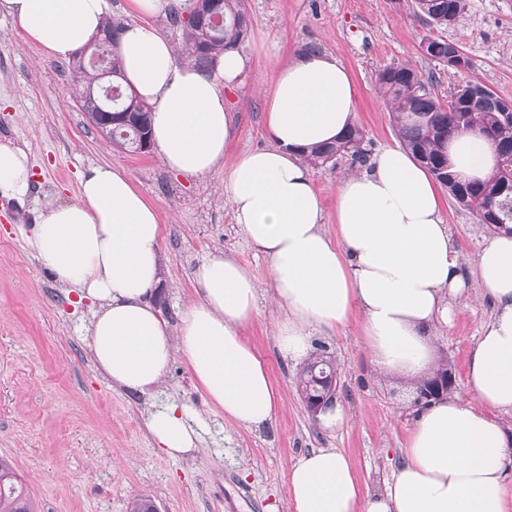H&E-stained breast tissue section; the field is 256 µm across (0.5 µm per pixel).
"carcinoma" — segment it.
<instances>
[{
    "label": "carcinoma",
    "mask_w": 512,
    "mask_h": 512,
    "mask_svg": "<svg viewBox=\"0 0 512 512\" xmlns=\"http://www.w3.org/2000/svg\"><path fill=\"white\" fill-rule=\"evenodd\" d=\"M419 11L436 25L448 28L457 23L458 0H423ZM224 27L220 32L205 34L192 23L173 15L172 23L181 30V57L199 67L209 66L227 49L239 48L246 24L243 0H223ZM377 83L388 97L392 121L402 144L429 169L449 193L448 162L445 146L455 132L470 121L482 125L491 135L498 151V166L484 182H473L462 191L466 202L462 208L471 211L479 223L494 232L512 224V210L499 207L504 197L501 189L512 185V118L485 101L469 100L457 109L440 103L430 89L432 79H424L407 64L388 66L377 74ZM364 133L352 126L334 145L312 149L306 161L323 167L346 154L360 162L366 156L362 147ZM0 512H38L35 499L21 481L11 463L0 459Z\"/></svg>",
    "instance_id": "1"
}]
</instances>
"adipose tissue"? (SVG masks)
I'll return each instance as SVG.
<instances>
[{"instance_id": "ef3b65f1", "label": "adipose tissue", "mask_w": 512, "mask_h": 512, "mask_svg": "<svg viewBox=\"0 0 512 512\" xmlns=\"http://www.w3.org/2000/svg\"><path fill=\"white\" fill-rule=\"evenodd\" d=\"M192 0H130L134 21L119 32L127 81L151 103L152 136L168 170L200 179L223 164L232 134L226 91L251 64L224 52L208 71L176 57L156 17L187 12ZM108 0H0L26 41L58 62L71 61L102 29ZM354 80L333 54L310 51L280 63L264 95L267 147L237 156L224 193L255 255L269 267L279 352L300 362L317 334H336L353 310L364 317L372 363L419 383L433 372L434 341L467 298L470 279L494 302L473 345L467 376L474 402L450 394L420 411L403 458L381 492H362L337 448L294 462L288 485L294 512H512V235L488 238L463 270L442 211L440 187L412 153L388 146L368 166L341 178L327 217L304 156L337 140L352 124ZM494 146L461 131L448 143V170L488 178ZM30 163L0 145V195L24 199ZM335 222V233L325 229ZM30 253L67 294L91 300L92 360L114 387L152 395L174 356H182L205 401L245 428L271 423L278 399L264 358L240 334L258 310L253 275L221 252L205 255L194 280L199 299L169 327L149 301L162 279L163 229L154 205L118 167L82 173L76 201L49 206L18 227ZM147 426L172 458L195 452L200 420L172 401L154 405Z\"/></svg>"}]
</instances>
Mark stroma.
I'll return each mask as SVG.
<instances>
[{"label": "stroma", "mask_w": 512, "mask_h": 512, "mask_svg": "<svg viewBox=\"0 0 512 512\" xmlns=\"http://www.w3.org/2000/svg\"><path fill=\"white\" fill-rule=\"evenodd\" d=\"M244 51L253 63L242 89L228 92L232 139L224 163L201 179L168 171L157 154L117 149L89 123L78 103L81 85L69 65L24 42L18 26L0 19V142L26 146L31 190L0 209V457L8 458L40 512H128L132 500H152L159 512H293L288 470L317 448L341 449L363 491L382 489L402 455L419 411L410 382L380 373L364 347L363 316L353 312L334 336L317 335L314 349L340 366L337 400L346 424L324 430L299 391L300 364L283 358L273 337L280 316L270 304L267 262L254 255L224 195L227 167L242 152L268 146L262 94L276 66L312 48L334 54L358 94L356 122L375 154L398 144L376 76L408 64L435 75L432 92L447 100L457 86L480 83L512 100V0H467L457 25L444 29L419 16L415 0H246ZM457 45L470 67L426 57L424 38ZM109 163L124 170L155 206L163 226L164 279L152 300L169 326L197 297L194 270L213 249L224 250L255 277L264 298L242 329L268 362L281 398L274 423L249 430L226 421L205 402L182 359H174L157 394L201 416L207 428L193 458L157 451L147 428L148 399L114 389L88 347L89 302L66 296L12 230L33 221L43 198L76 199L79 176ZM446 222L463 267H471L487 236L475 215L444 195ZM494 306L471 285L450 327L439 329L436 363L450 362L455 394L474 395L466 379L470 350Z\"/></svg>", "instance_id": "obj_1"}]
</instances>
